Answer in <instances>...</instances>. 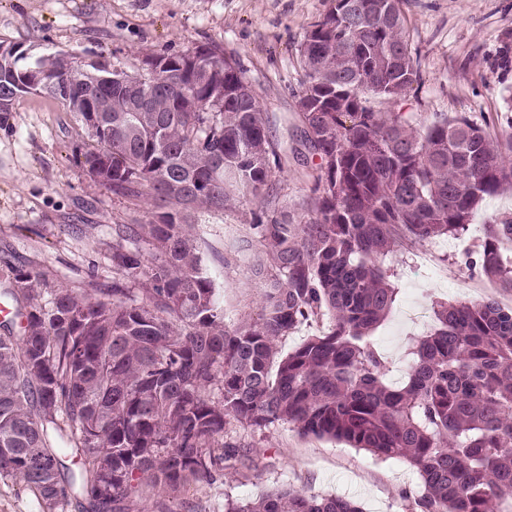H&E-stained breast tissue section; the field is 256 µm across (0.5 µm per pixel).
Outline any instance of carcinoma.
I'll use <instances>...</instances> for the list:
<instances>
[{"instance_id": "1", "label": "carcinoma", "mask_w": 512, "mask_h": 512, "mask_svg": "<svg viewBox=\"0 0 512 512\" xmlns=\"http://www.w3.org/2000/svg\"><path fill=\"white\" fill-rule=\"evenodd\" d=\"M152 55L139 112H109L75 155L112 193L147 194L146 224L112 227V287L47 289L44 273L0 274L18 323L0 326V476L33 489L45 512H130L142 487L161 496L232 468L233 422L280 423L417 469L421 512H512V308L487 296L439 303L410 345L405 381L370 341L398 288L386 265L404 242L460 237L478 204L512 188V133L487 121L418 125L376 112L371 93L405 97L419 79L400 0H336L299 49L320 112L298 113L299 141L319 159L309 218L272 186L283 154L269 119L224 74L244 76L214 47ZM126 65L103 54L0 56V112L40 94L113 106ZM105 75L98 83L93 76ZM220 152L224 165L211 157ZM250 194L260 251L257 318L229 319L205 261L196 212L222 213ZM156 250L146 263L143 245ZM468 264L512 288V224H484ZM50 299L44 300L45 292ZM326 317L293 351L282 340ZM224 512H363L352 499L283 487Z\"/></svg>"}]
</instances>
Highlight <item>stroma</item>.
<instances>
[{
  "label": "stroma",
  "instance_id": "35a3bbf8",
  "mask_svg": "<svg viewBox=\"0 0 512 512\" xmlns=\"http://www.w3.org/2000/svg\"><path fill=\"white\" fill-rule=\"evenodd\" d=\"M334 6L335 0H0V43L82 58L103 52L132 63L206 44L237 61L281 136L300 125L296 101L306 78L299 45ZM400 7L420 79L403 100L370 97L372 109L425 123L482 116L495 132H512V0H402ZM90 142L74 114L45 96L22 97L0 112V270L34 268L53 286L92 278L111 285L113 225L145 223L152 206L144 195L112 194L75 162ZM316 164L304 151L273 177L295 215L311 194ZM257 208L247 196L230 211L196 216L206 252L225 260L219 282L233 318L257 313L261 284L237 251ZM488 223L512 224V189L484 198L467 235L427 249L406 245L392 256L399 293L372 334L393 366L389 381H400L413 338L433 327L435 303L491 295L512 308V289L464 265ZM224 439L239 447L228 474L188 481L166 496L140 490L132 512H224L225 499H255L283 485L350 498L363 512H420V476L405 461L305 437L284 423L262 432L233 423Z\"/></svg>",
  "mask_w": 512,
  "mask_h": 512
}]
</instances>
